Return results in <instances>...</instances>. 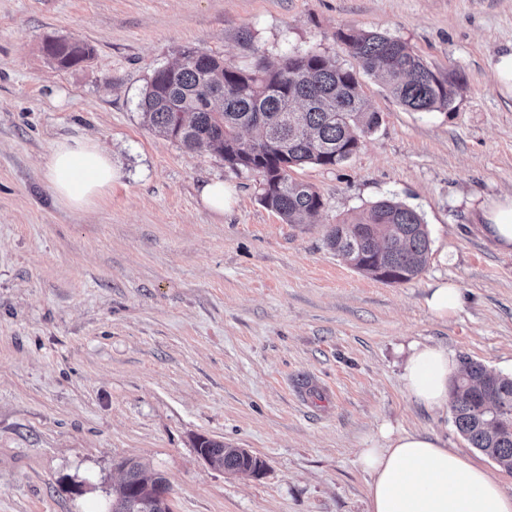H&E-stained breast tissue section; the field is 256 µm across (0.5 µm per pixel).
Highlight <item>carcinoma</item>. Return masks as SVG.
<instances>
[{
	"mask_svg": "<svg viewBox=\"0 0 512 512\" xmlns=\"http://www.w3.org/2000/svg\"><path fill=\"white\" fill-rule=\"evenodd\" d=\"M345 51L367 73L377 74L394 99L413 112L450 108L460 79L431 68L403 41L381 32L347 28L337 33ZM46 55L60 68L93 55L79 41L49 38ZM143 122L188 151L205 147L232 169L261 176L259 201L286 224H309L323 206L315 187L297 181L298 166L336 167L351 159L380 124L360 90L356 72L329 56L306 52L284 56L276 66L259 59L229 68L203 49H189L175 65L154 72L138 103ZM253 132L246 138L243 131ZM330 250L357 261L355 269L376 280L401 283L426 267L430 239L422 216L393 198H383L350 222L326 233ZM458 432L473 448L512 471V376L463 360L449 390ZM227 472L264 463L242 458L221 441L203 438ZM126 477L112 492L109 512H154L152 499L133 487L156 476L128 460Z\"/></svg>",
	"mask_w": 512,
	"mask_h": 512,
	"instance_id": "1",
	"label": "carcinoma"
}]
</instances>
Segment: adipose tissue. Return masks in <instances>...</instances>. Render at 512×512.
<instances>
[{"label":"adipose tissue","instance_id":"ef3b65f1","mask_svg":"<svg viewBox=\"0 0 512 512\" xmlns=\"http://www.w3.org/2000/svg\"><path fill=\"white\" fill-rule=\"evenodd\" d=\"M46 177L61 206L93 210L112 188L111 155L89 140L63 141L50 152ZM482 231L499 249L512 253V194L483 206ZM459 373L447 349L411 346L401 380L425 407L448 402V387ZM382 446L362 448L357 462L370 476L368 512H512V494L484 467L440 440L417 431L381 427Z\"/></svg>","mask_w":512,"mask_h":512}]
</instances>
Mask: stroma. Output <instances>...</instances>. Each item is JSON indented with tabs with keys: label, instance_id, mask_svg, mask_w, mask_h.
<instances>
[{
	"label": "stroma",
	"instance_id": "35a3bbf8",
	"mask_svg": "<svg viewBox=\"0 0 512 512\" xmlns=\"http://www.w3.org/2000/svg\"><path fill=\"white\" fill-rule=\"evenodd\" d=\"M406 42L463 80L452 110L412 112L374 75L381 122L336 167L306 166L323 207L286 224L260 178L150 130L137 103L153 73L201 48L225 66L292 51L356 62L339 29ZM90 45L58 68L46 38ZM512 50V0H0V512H106L135 459L171 487L173 512H367L359 449L381 426L438 434L484 465L450 410L401 382L411 344L512 375V254L475 215L512 191V96L493 67ZM92 138L112 155L89 213L54 204L53 145ZM223 183V212L202 185ZM393 196L422 215L424 271L388 284L325 242L330 225ZM462 307L440 320L432 284ZM247 449L260 475L228 473L194 446ZM461 300L460 288L455 283L446 281L437 283L434 288L429 289L425 303L433 317L445 319L456 312Z\"/></svg>",
	"mask_w": 512,
	"mask_h": 512
}]
</instances>
